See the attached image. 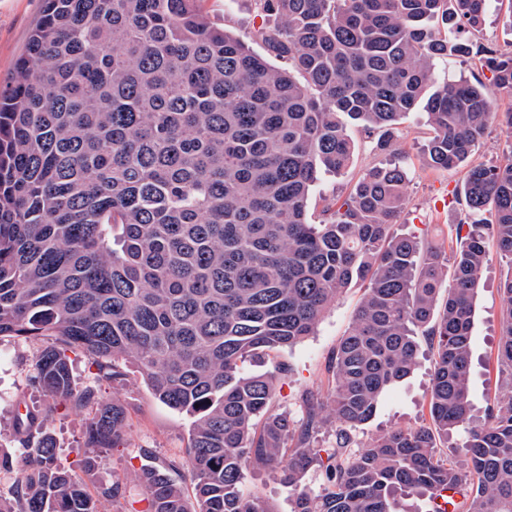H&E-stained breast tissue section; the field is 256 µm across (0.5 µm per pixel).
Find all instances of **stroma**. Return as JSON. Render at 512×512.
<instances>
[{
  "instance_id": "obj_1",
  "label": "stroma",
  "mask_w": 512,
  "mask_h": 512,
  "mask_svg": "<svg viewBox=\"0 0 512 512\" xmlns=\"http://www.w3.org/2000/svg\"><path fill=\"white\" fill-rule=\"evenodd\" d=\"M43 5L44 0H0V87L11 82L15 63L27 49L29 35L41 17ZM205 5L211 21L245 40L254 51L266 53V45L256 38L255 32L258 28L273 26L274 21L261 13L256 0H205ZM399 129L396 156L405 162L409 181L406 205L396 227L399 232L423 242L444 240L448 257H455L461 241L453 226L464 217V207L458 204L456 192L463 186L466 170L462 167L434 170L425 166L423 148L431 131L423 110L404 115ZM351 136L355 152L348 169L336 176H321L312 191V220L322 219L328 204L346 198L360 176L384 158L374 140L366 138L360 129H352ZM511 155L512 132L491 125L470 162L497 165ZM487 249V264L475 300L471 333V401L478 416L488 403L504 392L496 363L503 309L499 285L512 269V263L501 257L495 244H488ZM363 293V285H352L323 314L312 336L267 359V368H274L280 362L289 367L287 375L278 382L271 411L298 418L307 393H329V358L349 330ZM45 345L42 339L0 338V449L10 452L17 445L18 411L36 413L45 420L59 461L74 472L82 473L89 491H96L98 486L115 478L125 482L124 499L116 506L105 503L106 512H139L145 489L136 481L134 470L144 465L165 466L170 461L183 459L190 417L157 401L141 375L133 368H126L120 382L102 384L98 391L104 400H118L125 406L128 421L124 441L119 447L100 454L94 469L83 473L80 461L92 413L59 404L31 382L33 365ZM432 372L431 353L429 349H422L412 374L388 389L371 419L357 429L358 441H367L389 430L426 424Z\"/></svg>"
}]
</instances>
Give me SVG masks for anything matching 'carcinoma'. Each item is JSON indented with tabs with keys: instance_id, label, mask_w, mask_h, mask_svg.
Segmentation results:
<instances>
[{
	"instance_id": "obj_1",
	"label": "carcinoma",
	"mask_w": 512,
	"mask_h": 512,
	"mask_svg": "<svg viewBox=\"0 0 512 512\" xmlns=\"http://www.w3.org/2000/svg\"><path fill=\"white\" fill-rule=\"evenodd\" d=\"M202 2L45 0L0 89V336L55 339L31 381L94 410L88 471L125 437V407L97 388L120 380L121 365L191 417L193 496L144 467V512H273L244 475L285 455L291 512H401L399 494L444 512L443 491L452 512H512V272L500 283L506 394L477 426L470 398L486 239L512 264V157L467 170L468 220L456 225L465 245L451 271L444 241L392 232L406 199L400 162L369 169L326 220L308 218L320 174L351 163V124L387 150L400 118L420 108L433 130L424 162L447 170L469 160L490 124L512 130V109L492 111L482 81L439 85L434 74L435 60L472 45L438 38L430 23L476 31L492 0H258L279 20L256 31L279 66L214 24ZM478 50L493 85L512 94V49ZM359 280L367 286L333 352L329 396H306L299 424L270 412L288 366L246 365L313 335ZM421 336L435 355L429 423L355 445L352 431L414 370ZM73 350L97 366L95 384L74 385ZM42 425L17 417L20 458L0 453V474L17 477L0 512H102L123 497L118 479L90 494L48 438L31 445ZM332 425L335 444L317 447ZM462 428L465 468L444 451ZM312 469L323 472L316 488L304 484Z\"/></svg>"
}]
</instances>
